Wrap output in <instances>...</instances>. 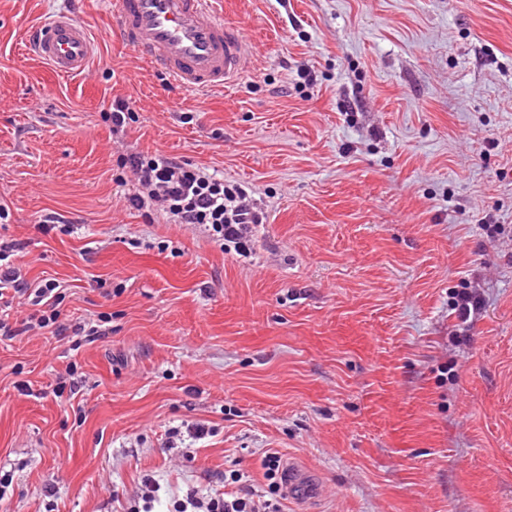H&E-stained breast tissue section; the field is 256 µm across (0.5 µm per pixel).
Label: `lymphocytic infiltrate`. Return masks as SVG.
<instances>
[{
  "mask_svg": "<svg viewBox=\"0 0 512 512\" xmlns=\"http://www.w3.org/2000/svg\"><path fill=\"white\" fill-rule=\"evenodd\" d=\"M123 167L133 173L139 190L130 198L139 209L162 211L176 224H197L226 247L245 251L260 219L253 207L246 205L245 190L189 164L170 157L163 151L153 154L129 153L121 158ZM21 247L14 239L0 237V335L16 336L14 317H21L25 327L44 329L58 327L62 302L61 286L49 280L28 288L13 262L14 252ZM267 494L243 485L242 473H234V492L207 495L190 490L176 500L174 512H284L278 496L281 484L280 458L271 453L264 458Z\"/></svg>",
  "mask_w": 512,
  "mask_h": 512,
  "instance_id": "1",
  "label": "lymphocytic infiltrate"
}]
</instances>
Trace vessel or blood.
Returning a JSON list of instances; mask_svg holds the SVG:
<instances>
[{"label":"vessel or blood","instance_id":"b4317fda","mask_svg":"<svg viewBox=\"0 0 512 512\" xmlns=\"http://www.w3.org/2000/svg\"><path fill=\"white\" fill-rule=\"evenodd\" d=\"M120 41L177 86L223 90L249 67L251 45L224 21L216 0H115ZM25 46L56 75L89 77L96 43L76 18L58 15L31 27Z\"/></svg>","mask_w":512,"mask_h":512}]
</instances>
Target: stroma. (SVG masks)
Wrapping results in <instances>:
<instances>
[{
	"label": "stroma",
	"mask_w": 512,
	"mask_h": 512,
	"mask_svg": "<svg viewBox=\"0 0 512 512\" xmlns=\"http://www.w3.org/2000/svg\"><path fill=\"white\" fill-rule=\"evenodd\" d=\"M223 6L254 62L199 93L120 42L113 0H0L14 262L62 285L61 324L107 330L0 340V512H127L148 474L171 512L233 470L262 484L269 452L314 484L286 512H512V0ZM61 12L93 78L24 49ZM158 149L245 186L248 256L130 204L121 155Z\"/></svg>",
	"instance_id": "obj_1"
}]
</instances>
